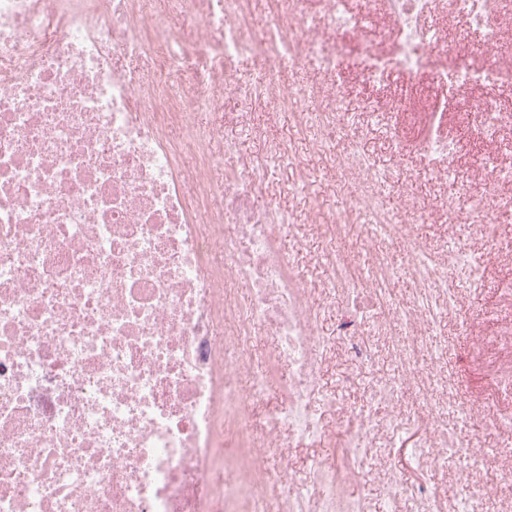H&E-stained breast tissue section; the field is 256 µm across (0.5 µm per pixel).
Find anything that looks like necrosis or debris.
<instances>
[{
  "instance_id": "necrosis-or-debris-1",
  "label": "necrosis or debris",
  "mask_w": 512,
  "mask_h": 512,
  "mask_svg": "<svg viewBox=\"0 0 512 512\" xmlns=\"http://www.w3.org/2000/svg\"><path fill=\"white\" fill-rule=\"evenodd\" d=\"M269 0L267 33L250 31L248 0H0V512H366L351 488L378 431L350 414L331 461L293 464L315 446L329 344L321 302H343L348 360L385 355L388 379L371 401L391 426L417 430L423 469L455 462L472 502L493 491L470 475L477 445L443 421L477 410L441 391L431 335L453 308L450 275L482 283L487 257L472 238L496 239L512 206L493 166L463 201L478 215L439 255L426 251L387 205V177L352 142L322 88L280 77L283 59L327 83L346 71L370 87L391 71L441 87L512 84V61L467 64L423 25L432 0H383L398 33L389 54H353L366 38L346 0ZM263 62L261 97L292 111L346 194L325 224L329 281L316 297L296 276L277 231L275 202L259 206L267 158L225 164L224 103L252 97L243 59ZM233 225L226 234L225 225ZM367 229L361 261L342 241ZM396 243L415 278L414 303L393 300ZM276 340L257 359V337ZM289 369L277 397L268 387ZM264 406L266 424L253 415ZM383 453L387 503L446 512L441 492L402 480Z\"/></svg>"
}]
</instances>
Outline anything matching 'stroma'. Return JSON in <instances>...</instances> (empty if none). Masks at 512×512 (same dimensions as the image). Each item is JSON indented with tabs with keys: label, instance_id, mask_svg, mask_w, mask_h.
<instances>
[{
	"label": "stroma",
	"instance_id": "35a3bbf8",
	"mask_svg": "<svg viewBox=\"0 0 512 512\" xmlns=\"http://www.w3.org/2000/svg\"><path fill=\"white\" fill-rule=\"evenodd\" d=\"M347 7L361 15L367 26L366 41L352 44V51L391 47L396 33L381 0H347ZM426 21L457 42L470 63H485L482 34L471 27L456 0H434ZM323 97L341 108L350 128L358 132L359 147L393 177L392 196L406 195L417 202L414 210L395 206L396 220L413 225L416 238L431 250H438L455 226L472 220L469 209L462 205L446 213L441 207L443 200L458 198L465 189L481 183L487 174V157H496L502 165L512 163V129H504L494 142L481 140L464 97L428 79L411 82L395 71L385 87L376 89L365 86L357 73L350 72L336 87L325 86ZM437 104L445 107L442 130L456 145L455 172L443 182L428 172L415 147L427 111ZM256 126L264 128V137L253 135ZM224 133L236 142L232 161L238 165L250 164L266 154L272 144L286 146V153L275 163L269 196L288 214L280 237L295 271L313 286L322 287L328 276L327 270L316 264L322 234L320 229L310 227L306 202L315 199L325 214L341 207L343 197L333 189L334 176L328 162L310 149L291 112L272 109L257 98L226 103ZM497 230V241L473 240V248L491 256L488 273L478 288L457 281V302L437 321L435 335L445 350L440 368L458 395L504 410L511 404L496 392L492 380L498 372L512 367V349L493 348L480 353L469 342L470 336L493 335L501 323L512 321V299L500 292L502 280L512 277V254L496 248L500 242L512 243V223L498 224Z\"/></svg>",
	"mask_w": 512,
	"mask_h": 512
}]
</instances>
